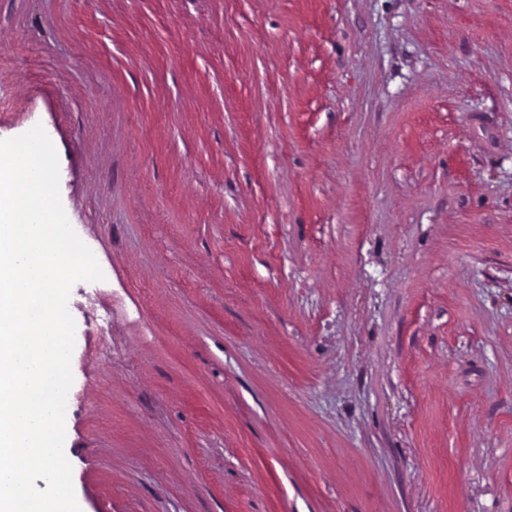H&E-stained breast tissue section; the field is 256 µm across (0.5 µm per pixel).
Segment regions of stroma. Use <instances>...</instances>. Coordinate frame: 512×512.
<instances>
[{
  "instance_id": "obj_1",
  "label": "stroma",
  "mask_w": 512,
  "mask_h": 512,
  "mask_svg": "<svg viewBox=\"0 0 512 512\" xmlns=\"http://www.w3.org/2000/svg\"><path fill=\"white\" fill-rule=\"evenodd\" d=\"M37 125L81 512H512V0H0Z\"/></svg>"
}]
</instances>
